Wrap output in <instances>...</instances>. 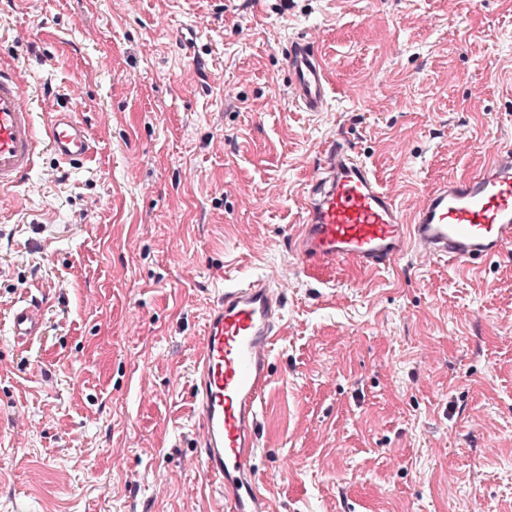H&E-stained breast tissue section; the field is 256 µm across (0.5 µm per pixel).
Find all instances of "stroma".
Listing matches in <instances>:
<instances>
[{"mask_svg": "<svg viewBox=\"0 0 512 512\" xmlns=\"http://www.w3.org/2000/svg\"><path fill=\"white\" fill-rule=\"evenodd\" d=\"M311 37L328 107L292 102ZM94 149L0 194V512H213L192 373L226 281L287 268L274 512H512V254L297 266L340 138L405 214L512 140V0H0V66ZM46 329L8 333L19 300Z\"/></svg>", "mask_w": 512, "mask_h": 512, "instance_id": "stroma-1", "label": "stroma"}]
</instances>
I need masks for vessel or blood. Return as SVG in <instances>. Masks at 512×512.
<instances>
[{"instance_id": "obj_1", "label": "vessel or blood", "mask_w": 512, "mask_h": 512, "mask_svg": "<svg viewBox=\"0 0 512 512\" xmlns=\"http://www.w3.org/2000/svg\"><path fill=\"white\" fill-rule=\"evenodd\" d=\"M285 62L295 104L306 112L325 111L327 72L313 44L294 38ZM30 96L26 84L0 69V192L34 169L40 149L72 165L91 152V133L68 103L60 104L42 132ZM305 212L293 250L300 263L343 262L379 272L413 254L476 271L512 249V143L497 145L479 175L434 189L408 216L359 154L333 140L307 191ZM43 320L39 304L20 301L9 319L10 333L22 343L34 340ZM281 321L280 290L265 277L225 286L206 316L192 385L197 457L219 491L222 512H270L254 460Z\"/></svg>"}]
</instances>
